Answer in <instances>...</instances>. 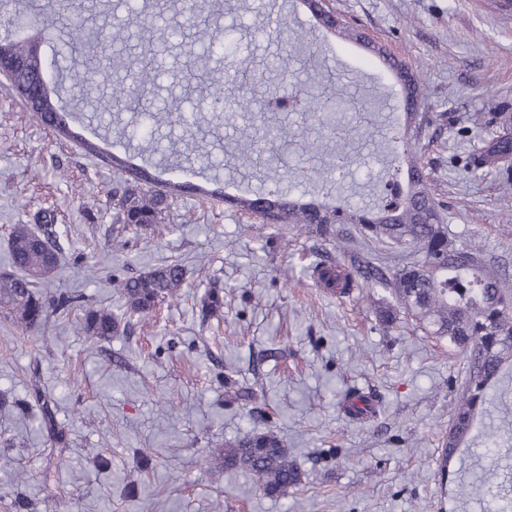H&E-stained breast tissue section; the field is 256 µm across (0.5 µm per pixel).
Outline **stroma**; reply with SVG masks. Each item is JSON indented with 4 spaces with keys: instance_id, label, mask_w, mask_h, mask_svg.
<instances>
[{
    "instance_id": "35a3bbf8",
    "label": "stroma",
    "mask_w": 512,
    "mask_h": 512,
    "mask_svg": "<svg viewBox=\"0 0 512 512\" xmlns=\"http://www.w3.org/2000/svg\"><path fill=\"white\" fill-rule=\"evenodd\" d=\"M503 0H330L347 21L421 75L428 111L442 115L422 142V163L457 243L477 240L512 277V173L468 162L500 130L474 123L497 107L512 117V9ZM189 0H106L95 24H129L125 52L137 56L134 22L143 13L166 21L184 16L180 39L156 44L155 83L144 103L155 115L151 142L128 147L119 136L132 113L85 111L67 119L69 134L27 112L15 91L0 85V272L11 270L8 236L14 224H38L53 213L61 244L53 291L81 294L70 315H52L21 329L0 311V512H140L151 495L154 512H482L461 505L453 478L442 477L441 442L448 431L465 365L446 340L424 335L398 315L388 290L369 287L344 297L315 283L314 266L344 268L367 254L389 267L400 252L350 232L346 250L314 234L276 224L247 225L225 204L270 186L266 167L229 169L242 127L254 132L265 159L275 125L292 112H240L243 97L264 85L227 86L231 118L217 119L197 99H184L185 48L200 54L197 72L223 74L207 52L213 12L235 38L236 67L269 73L283 60L280 30L318 48L320 68L287 60L296 84L329 75L358 100H378L374 124L389 134L401 115L393 74L362 46L317 29L298 0H206L188 14ZM72 35L43 38L39 50L50 89L67 85ZM183 98L193 118L170 123L165 107ZM322 153L288 152L292 167L319 168L339 142L366 166L347 168L344 186L356 203L380 201L405 172L373 153L355 128L329 132L309 124ZM196 140L199 153L185 145ZM96 152H88L87 144ZM125 155L156 183L178 184L159 234L112 221L114 171L109 154ZM207 188L208 196L192 193ZM164 260L185 269L182 297L163 302L142 322L126 313L113 278L137 276ZM224 290L221 316L202 319L211 286ZM111 310L120 328L108 340L75 332L84 308ZM254 392L248 405L231 400L227 381ZM376 396V418L352 422L341 409L350 388ZM53 419L45 421L43 406ZM273 428L301 472L287 495L271 497L240 471L212 457L252 428ZM25 472L17 482L13 472Z\"/></svg>"
}]
</instances>
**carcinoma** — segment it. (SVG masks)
Listing matches in <instances>:
<instances>
[{
	"label": "carcinoma",
	"mask_w": 512,
	"mask_h": 512,
	"mask_svg": "<svg viewBox=\"0 0 512 512\" xmlns=\"http://www.w3.org/2000/svg\"><path fill=\"white\" fill-rule=\"evenodd\" d=\"M305 7L326 31L362 45L382 59L395 76H404L398 80L407 119L401 149L391 147V141L379 140L371 133L366 137L379 152L390 154L395 162L406 165L408 184L404 187L394 182L390 201L385 204L357 206L337 192V165L332 163L322 181L328 190L337 193L333 206L290 198L277 182L251 197L236 198L231 204L255 224H285L297 231L308 228L338 248L345 240L343 225L355 224L364 239L411 254L405 265L393 271L366 258L347 270L345 287L358 288L371 283L389 289L398 307L427 335L448 340V345L467 361L469 377L455 403L448 436L443 443V467H448L460 448L478 443L488 448H505L512 442L511 421L505 426H490L478 434L474 433V425L478 416L491 417L493 410L502 403L505 392L499 386V379L504 370L512 371V285L499 267L486 258L481 245L472 243L459 247L448 238V225L442 223L440 208L418 161L419 145L435 120L433 113L422 111L425 96L421 79L402 61L369 40L359 28L343 22L325 0H306ZM59 8L65 12L74 40L97 42L100 57L106 62L101 70L90 69L80 61L78 46L70 48L68 74L72 87L78 89L73 100L80 103L94 94L105 73L123 62L128 27L115 24L107 35L93 29L87 31L84 0L60 3L44 0L31 23L35 37L41 38L55 29ZM138 24L153 30L154 34L142 36V55L138 59L135 81L112 83L110 96L99 101V109L104 112H121L132 100L144 96L155 82L150 60L153 39L173 38L183 26L176 16L159 26L153 17L144 15ZM0 50L17 61L9 74L14 91L20 96L29 93L39 98L38 106L30 111L45 123L68 131L65 114L59 112V105L47 88L44 62L36 45L29 40L0 38ZM237 83V74L227 75L222 81L202 76L188 91L209 101L211 111L215 112L224 98V86ZM268 96L280 110L297 112L306 118L316 115L321 123L334 127L344 124L347 113L357 111L343 89L333 83L326 89L319 84H309L290 96H283L274 88ZM272 138L279 142L282 151L291 145L299 146L307 154L318 151V144L306 138L298 126H281ZM233 157L245 166L254 163L253 135L245 129L239 132ZM111 162L117 175L112 188L114 223L145 230L164 223L171 206V192L156 186L146 170L129 167L121 156L112 155ZM495 163H512L511 135L496 136L487 149L473 158L471 165L477 169ZM57 237L58 231L51 222L36 228L29 224H15L11 228L9 253L19 273L0 274V304L11 309L17 321L25 326L45 320L50 312L66 315L77 307L76 296L58 294L46 299L36 290V285L45 283L57 266L46 248L48 243L57 245ZM314 272L319 287H338L334 266L320 262ZM184 284V268L172 260L121 281L117 288L126 310L146 318L161 302L179 298ZM223 305L222 289L211 287L201 301L203 319L220 314ZM119 325L107 309L87 308L79 320L82 331L99 339L111 337ZM344 399L366 402V415L370 417L377 413L378 400L357 389L347 390ZM223 462L226 470L246 472L264 494L272 497L287 494L288 489L301 481V473L288 449L277 432L269 427L254 428L238 440L224 444Z\"/></svg>",
	"instance_id": "carcinoma-1"
}]
</instances>
